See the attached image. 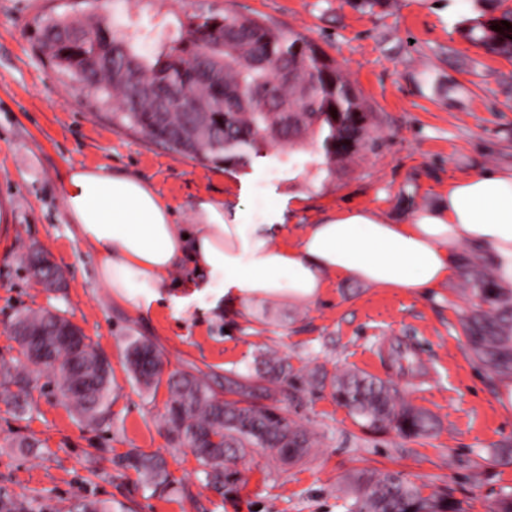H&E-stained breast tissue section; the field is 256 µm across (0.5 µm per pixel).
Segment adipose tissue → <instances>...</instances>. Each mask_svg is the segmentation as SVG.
<instances>
[{
  "label": "adipose tissue",
  "mask_w": 512,
  "mask_h": 512,
  "mask_svg": "<svg viewBox=\"0 0 512 512\" xmlns=\"http://www.w3.org/2000/svg\"><path fill=\"white\" fill-rule=\"evenodd\" d=\"M63 198L98 281L117 302L158 299L186 260L243 300L309 301L331 277L421 295L457 277L466 246L494 268L498 288H512V170L449 181L444 205L397 223L368 208L340 209L296 238L279 200L262 224L241 223L227 198L200 201L194 223L179 224L150 184L104 164L70 169Z\"/></svg>",
  "instance_id": "1"
}]
</instances>
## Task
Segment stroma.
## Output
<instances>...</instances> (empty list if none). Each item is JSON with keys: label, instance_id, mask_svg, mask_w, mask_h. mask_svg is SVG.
<instances>
[{"label": "stroma", "instance_id": "1", "mask_svg": "<svg viewBox=\"0 0 512 512\" xmlns=\"http://www.w3.org/2000/svg\"><path fill=\"white\" fill-rule=\"evenodd\" d=\"M0 0V358L22 359L11 327L18 313L61 311L109 359L111 408L87 424L54 384L33 391L17 413L0 395V512H75L104 501L112 512H346L344 476L393 470L423 495L445 492L467 512H492L512 492V418L498 403L488 369L471 355L462 319L472 309L468 284L455 279L415 296L329 279L319 297L227 302L222 289L184 267L177 287L151 305L113 302L97 281L92 255L75 236L63 182L77 166L106 164L151 184L194 221L198 200L232 197L243 223H263L280 197L292 235L325 213L365 207L398 221L448 198V182L512 169V57L486 52L468 33L470 18L501 16L512 0ZM260 16L313 40L360 93L373 114L375 151L357 156L335 178L319 171L313 149L267 146L244 164L201 163L111 123L92 92L58 72L38 38L52 19H113L117 34L141 30L143 56L158 54L188 15ZM304 198L302 209L295 199ZM46 251L61 279L40 284L27 256ZM195 277L196 287L180 282ZM144 337L165 371L195 365L223 389L276 352L291 365L280 398L289 418L315 440L309 462L284 465L253 449L239 464L237 492L206 486L188 448L175 447L164 421L168 390L140 387L125 350ZM370 375L392 383L399 399L438 421L428 437L403 438L361 427L331 395L313 387L319 373ZM164 457L170 486L153 492L124 465L131 450Z\"/></svg>", "mask_w": 512, "mask_h": 512}]
</instances>
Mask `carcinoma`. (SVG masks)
<instances>
[{
  "label": "carcinoma",
  "mask_w": 512,
  "mask_h": 512,
  "mask_svg": "<svg viewBox=\"0 0 512 512\" xmlns=\"http://www.w3.org/2000/svg\"><path fill=\"white\" fill-rule=\"evenodd\" d=\"M234 16L192 14L180 38L152 58L139 55L135 36L117 39L99 25L84 27L68 18L49 21L40 47L58 69L76 78L105 105L119 97L112 121L141 133L168 149L199 162L225 163L260 154L270 144H286L294 152L306 139L319 145L327 176L346 171L369 140L371 112L336 64L306 36L279 30L263 18L249 19L245 30H234ZM512 10L499 18L471 20L469 35L486 49L512 55ZM171 86L185 95L182 102L164 98ZM224 101V110L194 112V101ZM462 276L474 284L478 299L463 322L478 362L495 377L512 378V291L490 287L477 267ZM27 341L20 343L29 358L33 344L46 347L44 368L57 377L65 401L90 424L109 414L112 368L96 345L69 319L48 309L19 314ZM76 337V347L56 343L62 328ZM127 366L144 389L157 387L163 363L148 339L131 340ZM266 384H236L238 399L228 401L197 367L169 374L166 425L172 439L191 450L206 483L226 494L241 481L236 468L254 447L264 448L283 464L303 460L310 451V434L288 418L279 406L275 386L288 382L292 368L282 358L261 356ZM41 375L0 364V389L11 392L15 409L24 413L27 397ZM336 402L373 431H393L403 437L430 433L435 420L424 410L397 398L389 384L357 373L331 379ZM153 490L169 486L166 461L137 450L126 458ZM347 512H465L448 494L427 497L398 471H357L348 478Z\"/></svg>",
  "instance_id": "cac0c4a2"
}]
</instances>
